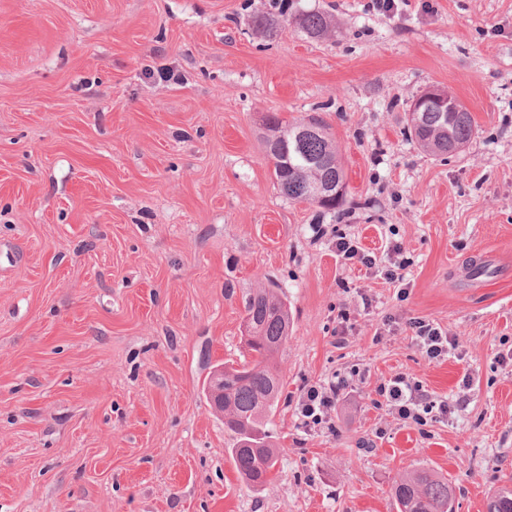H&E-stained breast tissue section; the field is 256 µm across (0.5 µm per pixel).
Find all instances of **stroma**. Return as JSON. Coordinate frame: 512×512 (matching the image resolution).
I'll return each instance as SVG.
<instances>
[{
    "label": "stroma",
    "mask_w": 512,
    "mask_h": 512,
    "mask_svg": "<svg viewBox=\"0 0 512 512\" xmlns=\"http://www.w3.org/2000/svg\"><path fill=\"white\" fill-rule=\"evenodd\" d=\"M432 86L475 119L444 159L406 133ZM273 112L335 138V216L279 190ZM320 223L401 246L403 283L343 265ZM271 283L293 325L252 488L203 386ZM411 317L457 349L429 360ZM510 352L512 0H0V512H396L419 468L486 512L512 479ZM398 373L466 403L404 425L375 405ZM338 377L331 427H303V387ZM299 27L313 37H320L328 30L327 17L320 12H302L298 15Z\"/></svg>",
    "instance_id": "1"
}]
</instances>
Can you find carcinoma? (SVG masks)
<instances>
[{"mask_svg": "<svg viewBox=\"0 0 512 512\" xmlns=\"http://www.w3.org/2000/svg\"><path fill=\"white\" fill-rule=\"evenodd\" d=\"M297 23L307 34L319 37L328 30L320 12H302ZM446 112H421L407 122L410 138L435 157L452 155L471 140L472 113L454 96ZM263 141L274 164L276 184L290 200L305 202L324 212L340 203L326 205L311 196L317 184L345 189V174L330 139L328 128L317 118L285 121L272 114L265 121ZM244 324L249 338L236 361L224 362V428L232 433L231 455L239 474L252 487H263L271 478L275 452L267 441V426L279 401L280 377L271 360L288 340V305L272 288H257L244 300ZM398 512H455V490L448 479L429 469L401 478L392 488ZM486 512H512V489L494 491Z\"/></svg>", "mask_w": 512, "mask_h": 512, "instance_id": "carcinoma-1", "label": "carcinoma"}]
</instances>
